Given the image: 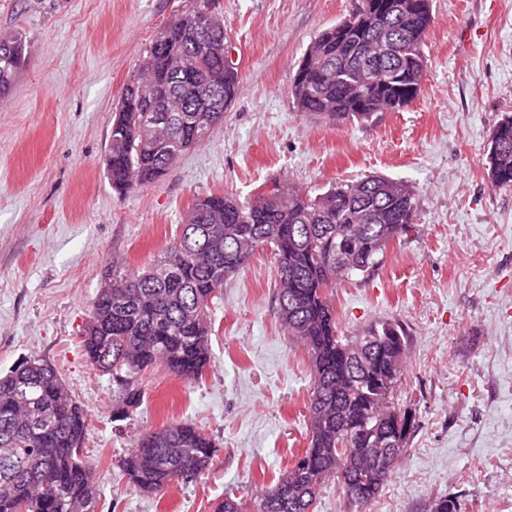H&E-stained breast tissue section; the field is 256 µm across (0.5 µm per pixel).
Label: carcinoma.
Segmentation results:
<instances>
[{
	"label": "carcinoma",
	"instance_id": "obj_1",
	"mask_svg": "<svg viewBox=\"0 0 512 512\" xmlns=\"http://www.w3.org/2000/svg\"><path fill=\"white\" fill-rule=\"evenodd\" d=\"M365 0L314 41L290 93L299 111L325 124L367 123L399 112L421 91L432 0ZM213 0L175 18L153 40L141 71L123 88L107 155L112 189L125 194L161 180L192 145L203 142L240 92L238 71L224 58V22ZM22 36L0 35V95L26 67ZM169 109L166 125L146 128L149 112ZM494 188L512 187V117L492 131L486 164ZM420 206L404 182L382 176L340 182L314 197L290 183L271 197L232 194L197 199L162 260L133 274L117 259L91 305L83 352L112 376L124 405L138 406V376L161 366L191 381L210 362V305L224 282L268 245L279 281L275 315L307 351L313 374L310 444L295 465L250 502L228 495L216 512H315L333 480L354 512H371L392 473L346 486V462L367 470L370 449L403 430L391 401L406 358L404 327L378 320L341 335L332 303L344 280L377 266L387 247L411 228ZM357 267L340 271L336 255ZM87 413L56 369L26 359L0 375V512H98L95 464L83 453ZM216 445L192 423L147 430L121 468L127 483L158 495L178 480L205 474ZM55 487L41 496L44 485Z\"/></svg>",
	"mask_w": 512,
	"mask_h": 512
}]
</instances>
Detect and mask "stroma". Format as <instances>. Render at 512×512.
<instances>
[{"label":"stroma","instance_id":"1","mask_svg":"<svg viewBox=\"0 0 512 512\" xmlns=\"http://www.w3.org/2000/svg\"><path fill=\"white\" fill-rule=\"evenodd\" d=\"M196 0H0L26 68L0 96V373L56 367L88 413L100 512H215L270 485L309 445V357L277 319L275 260L259 251L210 310L211 362L184 381L143 374L116 420L110 375L80 347L101 273L139 271L179 235L200 197L246 200L289 181L309 194L384 175L420 199L414 227L379 265L335 290L342 335L394 319L408 336L396 407L414 430L373 512H512V188L492 187L487 147L512 116V0H432L422 90L400 112L340 127L298 112L299 61L355 0H215L241 91L224 121L159 182L119 195L106 177L112 116L156 34ZM176 421L218 446L210 470L163 495L131 487L121 461L142 431Z\"/></svg>","mask_w":512,"mask_h":512}]
</instances>
